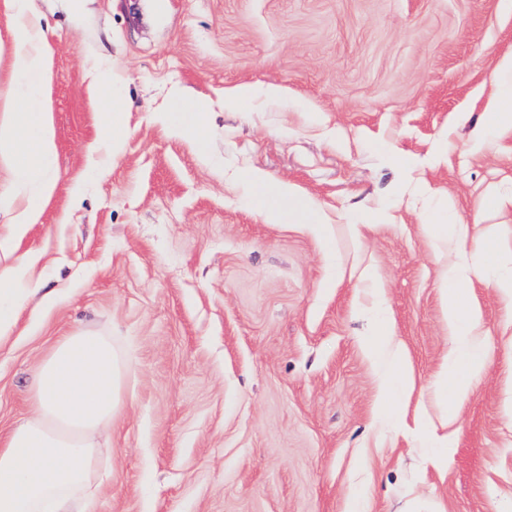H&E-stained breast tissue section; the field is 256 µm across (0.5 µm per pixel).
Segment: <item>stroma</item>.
Returning <instances> with one entry per match:
<instances>
[{"label":"stroma","instance_id":"35a3bbf8","mask_svg":"<svg viewBox=\"0 0 512 512\" xmlns=\"http://www.w3.org/2000/svg\"><path fill=\"white\" fill-rule=\"evenodd\" d=\"M0 0V111L14 101ZM52 50L56 189L10 263L41 291L0 336V435L34 368L83 328L126 358L99 512H512V130L484 131L502 0H33ZM111 70L128 105L100 134ZM253 91L244 107L231 93ZM203 106L206 149L167 126ZM257 172L318 210L268 223ZM467 225L466 254L429 223ZM493 229L501 260L477 255ZM483 317L486 366L451 405L443 270ZM409 355L410 400L373 369L375 295ZM398 413L382 425L384 403ZM202 107L190 98L178 97L167 108V120L173 127L188 136H197L198 115Z\"/></svg>","mask_w":512,"mask_h":512}]
</instances>
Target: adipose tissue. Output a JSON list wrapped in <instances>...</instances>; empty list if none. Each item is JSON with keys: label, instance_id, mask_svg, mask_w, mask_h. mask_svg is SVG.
Instances as JSON below:
<instances>
[{"label": "adipose tissue", "instance_id": "adipose-tissue-1", "mask_svg": "<svg viewBox=\"0 0 512 512\" xmlns=\"http://www.w3.org/2000/svg\"><path fill=\"white\" fill-rule=\"evenodd\" d=\"M30 0H15L16 51L13 67L22 79V108L0 114V156L14 166L13 196L23 200L16 229L34 223L42 202L56 187L49 172L55 144L46 99L48 43L29 21ZM265 219L295 217L315 232L324 226L312 204L284 182L255 177ZM19 267L0 266V334L14 324L20 308L37 293L23 285ZM459 264L443 275V308L452 344L440 376L452 403L472 390L487 360L479 337L482 317L465 307ZM374 360L389 394L409 390L411 379L400 346L384 341ZM126 360L111 337L90 329L71 332L37 364L29 393L30 414L0 439V512H97L103 452L100 430L110 425L124 402Z\"/></svg>", "mask_w": 512, "mask_h": 512}]
</instances>
